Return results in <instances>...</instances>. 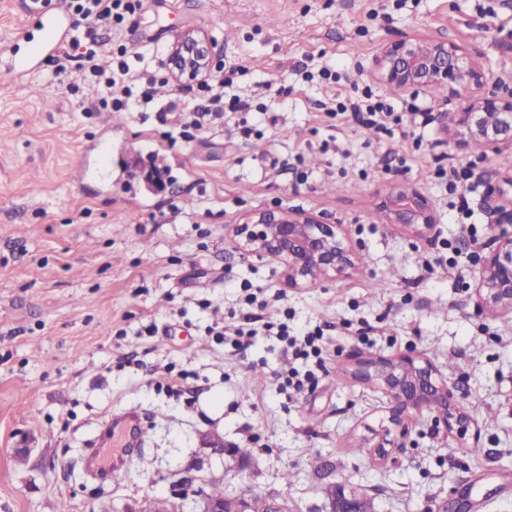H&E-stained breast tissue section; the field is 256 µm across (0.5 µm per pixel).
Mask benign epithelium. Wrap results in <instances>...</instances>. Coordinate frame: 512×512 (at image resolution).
I'll return each mask as SVG.
<instances>
[{
  "instance_id": "obj_1",
  "label": "benign epithelium",
  "mask_w": 512,
  "mask_h": 512,
  "mask_svg": "<svg viewBox=\"0 0 512 512\" xmlns=\"http://www.w3.org/2000/svg\"><path fill=\"white\" fill-rule=\"evenodd\" d=\"M218 49L216 41L204 30L187 29L168 46L165 56L167 78L176 87L209 75ZM381 79L398 90H425L440 86L456 98H468L457 112H439L436 121L453 132L460 147L481 143L495 152L503 144H512V90L491 82L484 68L464 47L448 40H426L402 36L381 48L374 60ZM495 192L504 201L499 206L502 229L496 245L479 258L476 291L485 308L512 312V173L498 181ZM386 224H398L416 234L430 232L435 225L431 200L397 178L390 179L379 202ZM240 248L248 254L267 258L282 268L291 288H309L357 269V244L339 224H325L303 213L268 208L252 213L231 229ZM352 375L378 384L391 398L389 421L401 427L406 436L410 411L438 410L447 427L464 429L467 415L448 404L447 383L436 377L433 367L417 357L397 359L364 356L355 353ZM205 445L231 466L245 463L235 447L218 435L205 438ZM199 500V512H250V502L241 498H213L203 485L193 486L184 479L176 491L177 502L188 498L185 488ZM358 496L350 491L331 498L330 512H357Z\"/></svg>"
}]
</instances>
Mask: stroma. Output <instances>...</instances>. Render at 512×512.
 <instances>
[{
  "label": "stroma",
  "instance_id": "35a3bbf8",
  "mask_svg": "<svg viewBox=\"0 0 512 512\" xmlns=\"http://www.w3.org/2000/svg\"><path fill=\"white\" fill-rule=\"evenodd\" d=\"M27 8L0 0V55L42 39ZM190 28L220 45L251 108L188 142L167 140L191 101L172 85H157L154 111L94 112L81 72L52 79L69 43L32 59L29 75L0 74V512H153L184 476L290 512H325L334 483L373 512H512V487L497 480L512 473V312L483 310L474 280L478 247L500 232L494 188L512 146L490 159L458 148L411 114L421 102L455 112L458 99L394 90L373 69L390 40L447 39L512 89V54L497 46L512 0H144L136 23L96 31L98 62L110 67L122 44L139 71ZM367 96L392 108L384 133L339 110ZM460 161L466 225L438 176ZM153 165L165 191L143 177ZM394 176L431 199L435 232L382 223L377 200ZM270 207L343 225L359 270L288 287L229 232ZM250 285L266 310L247 305ZM249 314L287 322L290 338L326 327V373L288 394V372L307 365L272 334L235 346ZM355 353L427 360L466 411V434L424 410L405 447L378 458L391 400L351 376ZM170 372L186 374L182 392L156 387ZM129 408L144 450L115 482L86 457L104 420ZM212 432L251 448L247 465L204 447ZM22 441L23 463L12 455Z\"/></svg>",
  "mask_w": 512,
  "mask_h": 512
}]
</instances>
